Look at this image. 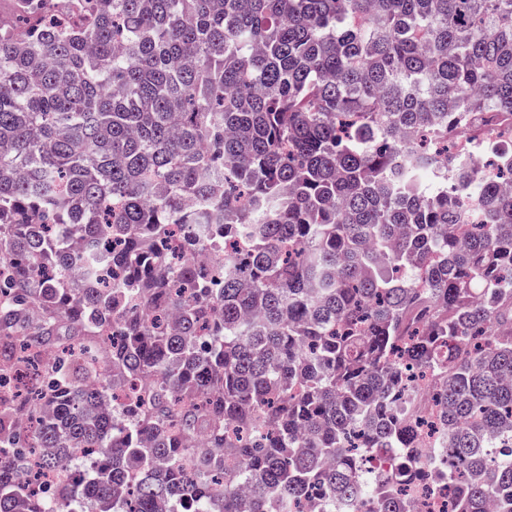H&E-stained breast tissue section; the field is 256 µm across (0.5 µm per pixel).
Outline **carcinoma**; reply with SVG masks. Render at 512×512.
Here are the masks:
<instances>
[{
	"instance_id": "cac0c4a2",
	"label": "carcinoma",
	"mask_w": 512,
	"mask_h": 512,
	"mask_svg": "<svg viewBox=\"0 0 512 512\" xmlns=\"http://www.w3.org/2000/svg\"><path fill=\"white\" fill-rule=\"evenodd\" d=\"M15 2L0 512H415L435 465L512 512V190L446 147L512 112V0ZM72 448L91 474L31 492Z\"/></svg>"
}]
</instances>
